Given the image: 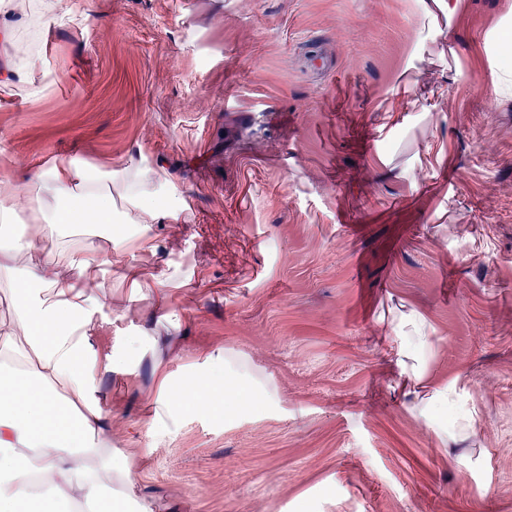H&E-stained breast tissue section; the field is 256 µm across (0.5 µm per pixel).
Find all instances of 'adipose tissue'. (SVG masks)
I'll use <instances>...</instances> for the list:
<instances>
[{"instance_id":"1","label":"adipose tissue","mask_w":512,"mask_h":512,"mask_svg":"<svg viewBox=\"0 0 512 512\" xmlns=\"http://www.w3.org/2000/svg\"><path fill=\"white\" fill-rule=\"evenodd\" d=\"M12 0H0V89L27 83L39 57L36 42L17 37ZM152 169L134 164L121 174L71 160L35 171L26 186L0 176V281L13 297L10 320L0 322V352H18L21 367L0 376V512H42L76 500L111 499L120 512L130 483L128 464L100 461L112 437V412L98 396L95 375L131 371L160 339L139 331L98 357L90 343L98 293L107 281L63 280L54 272L64 263L80 271L101 269L104 255L95 237L116 224H153L165 210L155 205ZM35 226L49 242L45 259L18 272L7 259L29 250L31 240L14 233L18 221ZM405 363L408 386L420 384L430 350L421 328L393 338ZM159 391L150 400L151 422L160 426L190 412L221 420L236 414L253 392L240 385V371L227 352L204 355L188 374L160 370Z\"/></svg>"}]
</instances>
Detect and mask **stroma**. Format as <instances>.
<instances>
[{"label": "stroma", "mask_w": 512, "mask_h": 512, "mask_svg": "<svg viewBox=\"0 0 512 512\" xmlns=\"http://www.w3.org/2000/svg\"><path fill=\"white\" fill-rule=\"evenodd\" d=\"M72 2L14 0L52 84L0 90V173L155 169L172 215L113 252L95 351L146 327L171 370L223 349L273 395L155 428L152 357L100 374L124 512H512V0ZM395 335L392 339L401 356L413 362L411 365H408L405 361L401 363L405 385L413 389L415 385L420 384L424 375L427 355L430 350L429 337L417 326H414L412 332L409 333L411 336H405L407 334L402 330H397Z\"/></svg>", "instance_id": "stroma-1"}]
</instances>
